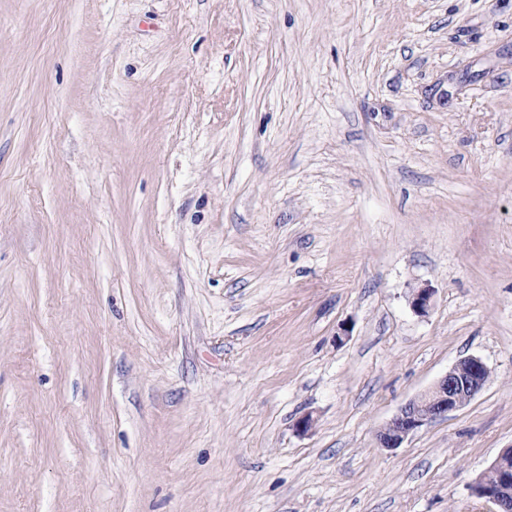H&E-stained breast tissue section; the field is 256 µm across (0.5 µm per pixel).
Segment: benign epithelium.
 I'll list each match as a JSON object with an SVG mask.
<instances>
[{"mask_svg":"<svg viewBox=\"0 0 512 512\" xmlns=\"http://www.w3.org/2000/svg\"><path fill=\"white\" fill-rule=\"evenodd\" d=\"M432 299V289L416 288L409 304L424 315L431 308ZM489 375V368L480 358L459 360L431 388L398 410L379 431L378 447L398 448L420 427L461 409L484 388ZM487 472L493 473L494 479L476 478L470 485L471 492L491 501L495 512H512V448L503 449Z\"/></svg>","mask_w":512,"mask_h":512,"instance_id":"benign-epithelium-1","label":"benign epithelium"}]
</instances>
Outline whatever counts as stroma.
Returning <instances> with one entry per match:
<instances>
[{
  "label": "stroma",
  "mask_w": 512,
  "mask_h": 512,
  "mask_svg": "<svg viewBox=\"0 0 512 512\" xmlns=\"http://www.w3.org/2000/svg\"><path fill=\"white\" fill-rule=\"evenodd\" d=\"M511 445L512 0H0V512H492ZM489 375L480 358L459 360L431 388L398 410L379 431L378 447L399 448L420 427L461 409L484 388ZM492 472L494 480L476 478L470 485L473 494L491 501L496 510L494 512L512 511V448H504L490 467L482 473Z\"/></svg>",
  "instance_id": "stroma-1"
}]
</instances>
